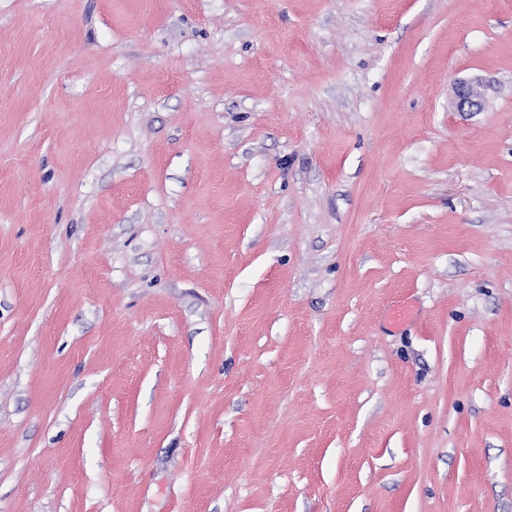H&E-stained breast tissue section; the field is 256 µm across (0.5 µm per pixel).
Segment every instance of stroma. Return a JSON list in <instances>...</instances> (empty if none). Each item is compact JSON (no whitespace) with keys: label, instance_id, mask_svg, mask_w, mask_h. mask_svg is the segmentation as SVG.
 Listing matches in <instances>:
<instances>
[{"label":"stroma","instance_id":"1","mask_svg":"<svg viewBox=\"0 0 512 512\" xmlns=\"http://www.w3.org/2000/svg\"><path fill=\"white\" fill-rule=\"evenodd\" d=\"M0 512H512V0H0ZM484 101V85L480 79L460 81L455 86L454 106L457 111L464 112L473 108H481Z\"/></svg>","mask_w":512,"mask_h":512}]
</instances>
